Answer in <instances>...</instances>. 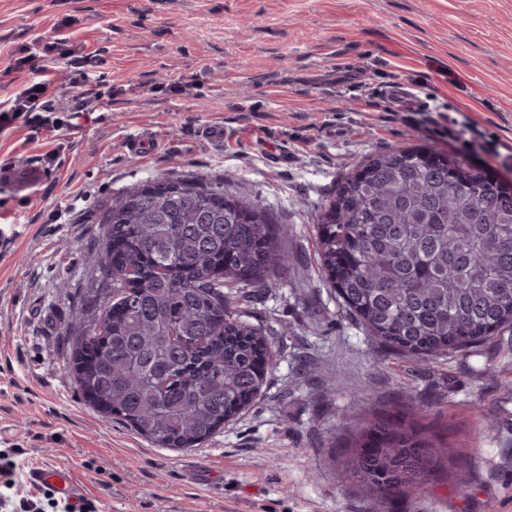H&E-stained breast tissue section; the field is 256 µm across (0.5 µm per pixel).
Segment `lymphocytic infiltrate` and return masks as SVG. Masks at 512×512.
Wrapping results in <instances>:
<instances>
[{
    "label": "lymphocytic infiltrate",
    "mask_w": 512,
    "mask_h": 512,
    "mask_svg": "<svg viewBox=\"0 0 512 512\" xmlns=\"http://www.w3.org/2000/svg\"><path fill=\"white\" fill-rule=\"evenodd\" d=\"M69 21H60L50 39H37L22 49L13 68L25 72L26 81L7 99L0 101V131L18 126L45 130L61 129L65 120L85 112H93L112 104V86L101 67L103 58L84 52L68 35ZM67 66L68 82L79 92L70 102L57 98L51 66L56 62Z\"/></svg>",
    "instance_id": "f902f5d3"
}]
</instances>
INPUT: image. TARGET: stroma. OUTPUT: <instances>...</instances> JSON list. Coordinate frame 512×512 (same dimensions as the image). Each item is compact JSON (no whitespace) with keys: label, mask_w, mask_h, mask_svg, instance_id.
<instances>
[{"label":"stroma","mask_w":512,"mask_h":512,"mask_svg":"<svg viewBox=\"0 0 512 512\" xmlns=\"http://www.w3.org/2000/svg\"><path fill=\"white\" fill-rule=\"evenodd\" d=\"M72 17L101 52L110 109L59 136L0 132V167L35 164L25 196L0 180V512H65L38 467L68 468L85 512H383L338 484L342 414L408 402L469 474L410 497L408 512H512V329L428 362L376 355L319 265L331 190L389 146L458 156L512 184V0H0V70ZM414 86L421 107L387 96ZM474 120L479 149L448 136ZM223 127V143L202 138ZM146 141L131 150L132 138ZM223 179L287 225V282L245 288L244 321L278 353L254 402L202 447H156L88 406L66 366L87 303L101 211L129 184Z\"/></svg>","instance_id":"obj_1"}]
</instances>
